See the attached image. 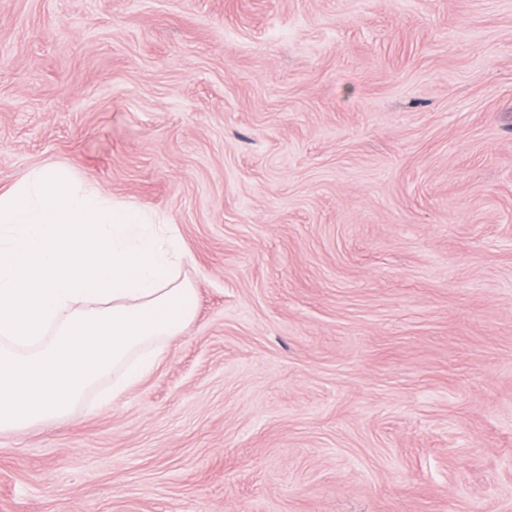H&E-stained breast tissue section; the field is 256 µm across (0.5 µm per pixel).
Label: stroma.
Masks as SVG:
<instances>
[{"label": "stroma", "instance_id": "stroma-1", "mask_svg": "<svg viewBox=\"0 0 512 512\" xmlns=\"http://www.w3.org/2000/svg\"><path fill=\"white\" fill-rule=\"evenodd\" d=\"M48 166L196 315L0 433V512H512V0H0V190Z\"/></svg>", "mask_w": 512, "mask_h": 512}]
</instances>
